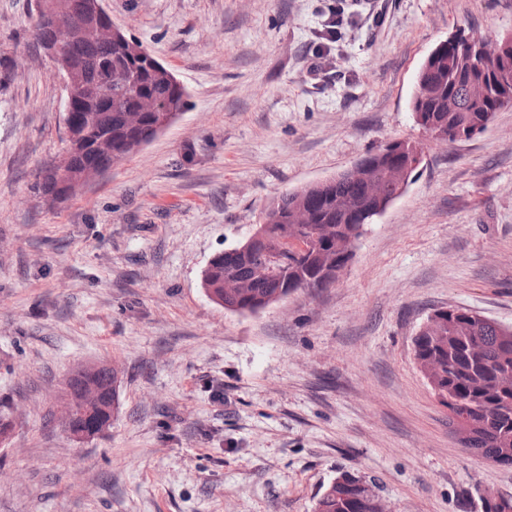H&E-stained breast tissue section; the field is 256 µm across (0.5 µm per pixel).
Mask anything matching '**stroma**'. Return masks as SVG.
Instances as JSON below:
<instances>
[{
  "instance_id": "obj_1",
  "label": "stroma",
  "mask_w": 512,
  "mask_h": 512,
  "mask_svg": "<svg viewBox=\"0 0 512 512\" xmlns=\"http://www.w3.org/2000/svg\"><path fill=\"white\" fill-rule=\"evenodd\" d=\"M189 106L65 200L38 186L68 146L66 85L36 0H0V512H312L338 472L386 512L512 496L471 455L414 357L435 311L512 326V106L438 145L413 121L418 70L457 30L512 35V0H104ZM393 138L424 146L340 280L256 314L201 275L282 194ZM120 372L107 432L73 440L77 366Z\"/></svg>"
}]
</instances>
